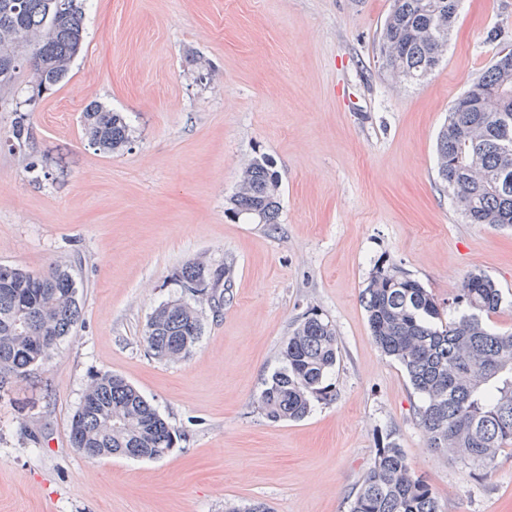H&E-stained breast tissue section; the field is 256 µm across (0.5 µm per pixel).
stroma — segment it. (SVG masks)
Segmentation results:
<instances>
[{
	"label": "stroma",
	"instance_id": "stroma-1",
	"mask_svg": "<svg viewBox=\"0 0 512 512\" xmlns=\"http://www.w3.org/2000/svg\"><path fill=\"white\" fill-rule=\"evenodd\" d=\"M390 0H85L82 53L28 114L0 100V265L72 274L83 306L21 390L0 398V512H348L376 448L395 442L442 512H512V445L485 475L427 447L421 400L375 344L361 302L395 264L453 311L481 272L505 294L486 318L512 329V227L467 223L441 186L436 136L453 101L512 47V0H461L448 52L425 79L378 71ZM498 40H488L491 29ZM93 101L123 113L128 143L91 146ZM281 180L276 225L235 217L241 167ZM37 170H29V161ZM231 270L220 311L177 362L143 341L161 304L189 293L191 260ZM311 313L336 330L330 396L299 421L258 398ZM132 383L177 432L162 459L91 461L70 419L90 379Z\"/></svg>",
	"mask_w": 512,
	"mask_h": 512
}]
</instances>
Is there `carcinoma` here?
<instances>
[{
  "mask_svg": "<svg viewBox=\"0 0 512 512\" xmlns=\"http://www.w3.org/2000/svg\"><path fill=\"white\" fill-rule=\"evenodd\" d=\"M458 0H391L378 36L381 73L399 83L417 82L448 51ZM80 0H0V92L16 95V76L29 72L27 96L15 103L13 136L28 137L22 107L71 71L84 41ZM512 114V49L491 65L448 109L437 143V175L469 224L512 226V181L500 179L504 145L512 149V122L503 140L501 116ZM89 144L113 151L129 142L120 112L92 103L82 113ZM279 176L264 157L244 164L229 210L251 224H276ZM222 273L205 263H186L182 286L204 298ZM362 300L376 345L405 370L421 395L419 425L427 447L487 468L502 447L512 444V330L487 329L482 316L499 312L503 293L482 273H471L454 299L466 312L450 321L422 284L394 264L376 266ZM81 319L76 283L51 264L39 272L0 265V392L28 383L34 371ZM197 310L171 301L148 319L143 340L161 360L186 357L198 344ZM339 357L336 330L317 314L304 317L285 340L282 367L266 382L259 408L273 422L299 420L312 401L324 399V382ZM175 429L140 392L112 373L94 376L74 411L70 441L83 456L99 460L134 448L141 459H160L174 447ZM349 512H441L432 489L417 477L394 443L376 449L374 461Z\"/></svg>",
  "mask_w": 512,
  "mask_h": 512,
  "instance_id": "carcinoma-1",
  "label": "carcinoma"
}]
</instances>
